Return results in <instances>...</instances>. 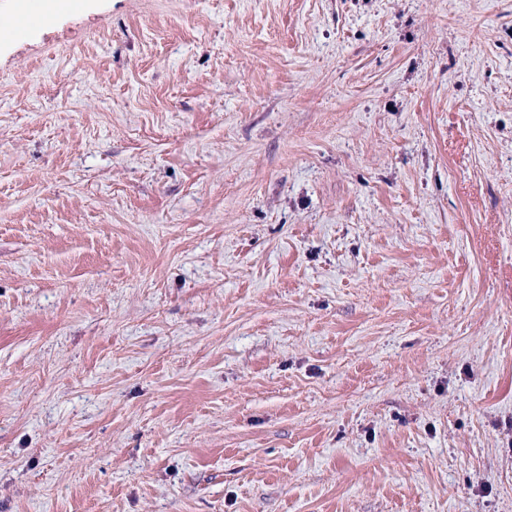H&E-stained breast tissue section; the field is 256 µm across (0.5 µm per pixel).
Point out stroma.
Returning <instances> with one entry per match:
<instances>
[{
  "mask_svg": "<svg viewBox=\"0 0 512 512\" xmlns=\"http://www.w3.org/2000/svg\"><path fill=\"white\" fill-rule=\"evenodd\" d=\"M0 50V512H512V0H72Z\"/></svg>",
  "mask_w": 512,
  "mask_h": 512,
  "instance_id": "obj_1",
  "label": "stroma"
}]
</instances>
